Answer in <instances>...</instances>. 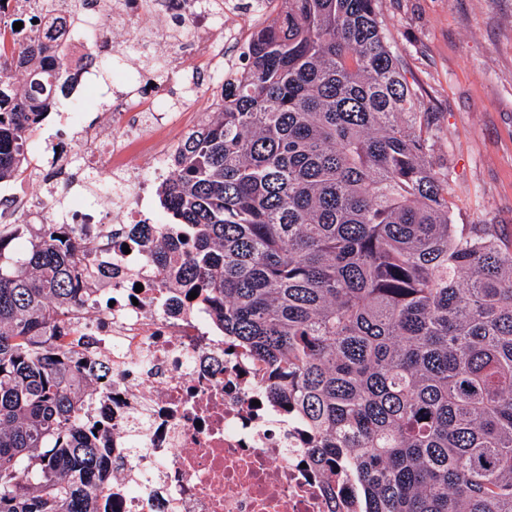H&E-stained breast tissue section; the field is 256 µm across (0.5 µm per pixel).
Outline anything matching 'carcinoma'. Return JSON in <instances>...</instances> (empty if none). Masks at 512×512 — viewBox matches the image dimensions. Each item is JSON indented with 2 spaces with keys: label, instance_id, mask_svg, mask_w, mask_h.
<instances>
[{
  "label": "carcinoma",
  "instance_id": "obj_1",
  "mask_svg": "<svg viewBox=\"0 0 512 512\" xmlns=\"http://www.w3.org/2000/svg\"><path fill=\"white\" fill-rule=\"evenodd\" d=\"M248 64L160 184L153 260L274 373L314 460L362 512H512V241L454 224L448 167L379 0H267ZM67 60L0 54V183L27 175ZM77 230L0 231V512H98L105 450L55 324L79 306Z\"/></svg>",
  "mask_w": 512,
  "mask_h": 512
}]
</instances>
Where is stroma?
I'll use <instances>...</instances> for the list:
<instances>
[{
  "label": "stroma",
  "mask_w": 512,
  "mask_h": 512,
  "mask_svg": "<svg viewBox=\"0 0 512 512\" xmlns=\"http://www.w3.org/2000/svg\"><path fill=\"white\" fill-rule=\"evenodd\" d=\"M388 43L449 168L456 224L512 239V0H379Z\"/></svg>",
  "instance_id": "obj_1"
}]
</instances>
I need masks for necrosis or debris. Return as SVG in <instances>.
<instances>
[{"mask_svg": "<svg viewBox=\"0 0 512 512\" xmlns=\"http://www.w3.org/2000/svg\"><path fill=\"white\" fill-rule=\"evenodd\" d=\"M62 26L54 37L71 59L62 99L73 146L57 148L55 178L27 185L31 204L66 192L61 174L95 179L109 161L113 183L75 197L63 214L90 250L78 269L82 303L61 325L76 360L109 375L84 388L77 404L80 428L97 426L112 459L99 512H359L353 481L330 482L310 454L314 435L296 412L267 398L263 365L234 349L208 305L163 285L147 257L160 230L145 224L143 208L154 186L171 174L178 143L202 121L194 95L168 106L173 89L141 96L105 92L94 66L103 48L118 58L147 61L165 55L183 75L177 49L190 44L196 71L217 82L224 75V46L233 39L205 0H87L74 20L70 0H52ZM9 27L0 51L12 53L37 31L32 0H0ZM120 24L113 43L107 31ZM99 98L122 128L84 124L82 108ZM111 295L114 305L103 308Z\"/></svg>", "mask_w": 512, "mask_h": 512, "instance_id": "4bbe7bcc", "label": "necrosis or debris"}]
</instances>
